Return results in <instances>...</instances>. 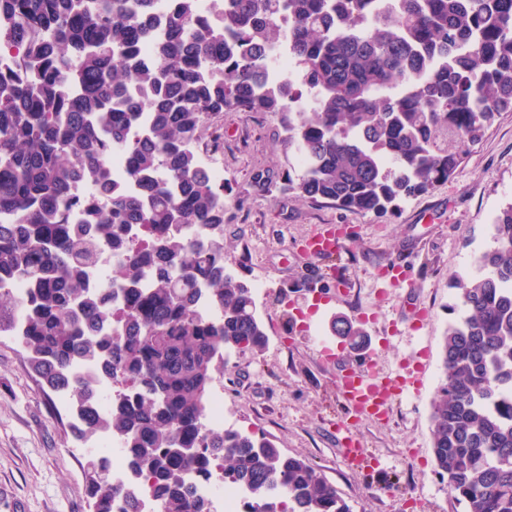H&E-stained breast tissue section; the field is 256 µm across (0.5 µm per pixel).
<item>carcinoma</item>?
<instances>
[{
	"mask_svg": "<svg viewBox=\"0 0 512 512\" xmlns=\"http://www.w3.org/2000/svg\"><path fill=\"white\" fill-rule=\"evenodd\" d=\"M156 2L0 0V335L71 396L76 440L112 434L162 512H212L190 479L216 472L248 492L246 512H353L310 462L204 428L224 352H259L266 335L224 269V187L191 146L212 114H269L308 159L285 190L392 215L512 112V0H212L206 16L198 0ZM283 39L294 79L269 76ZM490 239L479 271L452 280L460 316L431 416L437 473L464 512H512V204ZM104 246L116 262L101 282ZM16 280L22 301L1 288ZM330 329L365 335L343 316ZM98 379L119 387L104 407ZM84 469L91 512L121 498L141 512L96 449Z\"/></svg>",
	"mask_w": 512,
	"mask_h": 512,
	"instance_id": "1",
	"label": "carcinoma"
}]
</instances>
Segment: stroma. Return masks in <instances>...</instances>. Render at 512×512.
Wrapping results in <instances>:
<instances>
[{
    "instance_id": "obj_1",
    "label": "stroma",
    "mask_w": 512,
    "mask_h": 512,
    "mask_svg": "<svg viewBox=\"0 0 512 512\" xmlns=\"http://www.w3.org/2000/svg\"><path fill=\"white\" fill-rule=\"evenodd\" d=\"M205 142L224 160L232 200L224 215V265L253 287L266 333L262 352L225 357L224 414L241 433L264 436L313 463L354 512H462L436 472L432 405L443 336L456 315L448 280L470 271L471 252L490 243L494 216L512 204V113H502L448 182L400 204L391 217L345 211L280 189L284 133L272 116L224 111L209 117ZM346 227L335 256L313 258L303 242L325 226ZM406 285L386 281L387 262ZM335 269L342 287L313 301L306 285ZM361 322L353 349L329 331L333 317ZM366 359L378 376L412 382L385 421L357 420L336 389L335 358ZM71 412L46 397L20 343L0 336V512H90L86 449ZM351 427L366 450L351 464L341 439Z\"/></svg>"
}]
</instances>
